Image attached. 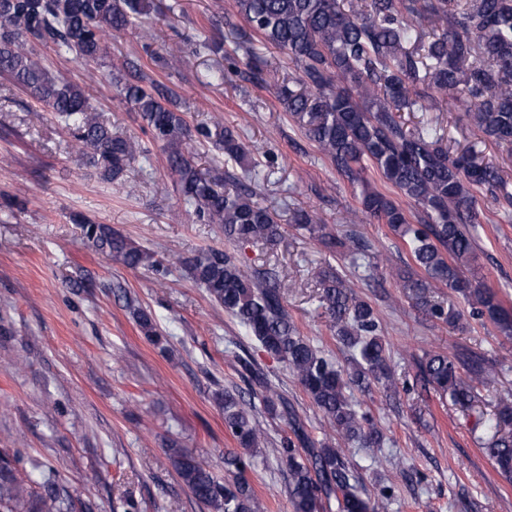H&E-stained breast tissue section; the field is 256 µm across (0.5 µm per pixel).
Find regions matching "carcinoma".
<instances>
[{
  "mask_svg": "<svg viewBox=\"0 0 512 512\" xmlns=\"http://www.w3.org/2000/svg\"><path fill=\"white\" fill-rule=\"evenodd\" d=\"M236 15L250 35L234 42L224 59L242 63L259 83L267 61L255 42L271 44L288 55L299 77L283 85L278 99L305 137L330 160L354 189L359 210L354 220L384 224L409 249L416 271L401 276L404 295L426 319L455 322L461 313L435 299L445 287L470 308L469 315L489 319L512 336V305L465 272L476 259L480 224L476 192L483 191L503 217H512V184L494 165L472 150L451 154L433 125L405 127L403 112H427L438 99L463 112L467 123L501 146L512 145V0H235ZM140 0H0V75L53 112L72 133L82 155L113 184L145 155L141 143L112 131L99 120L85 91L50 71L30 40L59 56L72 55L100 65L108 56L107 33L141 26ZM430 25L426 31L418 20ZM131 79L115 80L116 96L140 114L152 140L166 153L183 201L197 220L214 224L233 245H273L282 236L276 214L256 190L259 172L248 181L235 175L202 172L190 147L187 113L172 89L126 59ZM224 154L225 161L249 164L251 151L241 136L215 124L196 133ZM376 172L402 206L372 185ZM84 234L95 250L130 269L164 271L155 252L112 228L82 218ZM291 223L332 254L360 253L365 277L373 279L380 258L352 235L339 237L310 211L297 209ZM189 279L236 317L248 335L282 362L344 442L380 448L383 434L355 394L397 389L383 328L372 305L349 281L330 268L321 273L318 308L337 344L350 352L346 365L333 362L296 326L285 307L286 285L276 274H250L229 252L208 249L177 260ZM140 331L158 340L151 315L128 302ZM249 395L272 418L286 421L289 435L273 449L288 468V498L294 512H323L336 502L338 512H379L391 499V487L371 500L359 489L360 478L343 450L314 441L306 422L259 367L246 361ZM460 374L448 356L428 351L418 361L416 382L431 387L439 400L468 406L475 383L487 372L479 362ZM224 428L238 447L224 452L227 477L219 479L194 457L178 451L172 463L182 482L209 512H264L246 478L258 463L263 431L243 397L218 396ZM489 434L486 452L506 478H512V407L483 413ZM67 494L48 479L20 472L0 459V512H70Z\"/></svg>",
  "mask_w": 512,
  "mask_h": 512,
  "instance_id": "carcinoma-1",
  "label": "carcinoma"
}]
</instances>
